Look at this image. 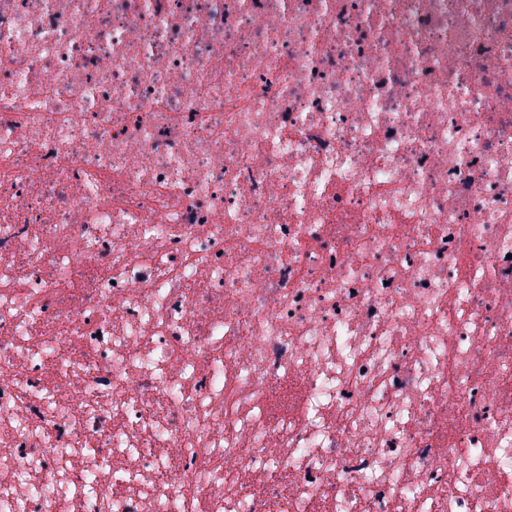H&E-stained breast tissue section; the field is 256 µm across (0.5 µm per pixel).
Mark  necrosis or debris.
Instances as JSON below:
<instances>
[{
    "label": "necrosis or debris",
    "mask_w": 512,
    "mask_h": 512,
    "mask_svg": "<svg viewBox=\"0 0 512 512\" xmlns=\"http://www.w3.org/2000/svg\"><path fill=\"white\" fill-rule=\"evenodd\" d=\"M512 512V0H0V512Z\"/></svg>",
    "instance_id": "obj_1"
}]
</instances>
